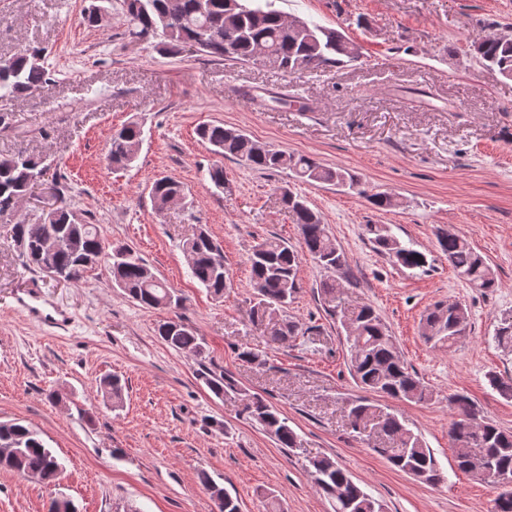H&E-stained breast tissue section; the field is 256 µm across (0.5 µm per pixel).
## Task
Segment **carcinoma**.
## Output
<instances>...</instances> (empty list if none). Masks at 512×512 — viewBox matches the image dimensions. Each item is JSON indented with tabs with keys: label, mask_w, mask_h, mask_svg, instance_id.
Wrapping results in <instances>:
<instances>
[{
	"label": "carcinoma",
	"mask_w": 512,
	"mask_h": 512,
	"mask_svg": "<svg viewBox=\"0 0 512 512\" xmlns=\"http://www.w3.org/2000/svg\"><path fill=\"white\" fill-rule=\"evenodd\" d=\"M123 9L130 25V38L138 41L161 39L167 49L196 46L198 52L215 60L247 63L257 60L264 49L278 69L294 74L303 69L340 67L356 61L360 48L334 28L315 22L297 20L291 26L285 14L275 7V0H123ZM475 58L486 67L496 68L512 78V39L490 34L475 47ZM44 49L26 46L17 53L0 56V98L32 94L50 81L44 66ZM201 141L215 154L244 163L263 172L289 171L306 183H321L353 188L357 180L342 169L328 167L315 159L295 153L275 151L248 134L226 128L222 124H205L198 128ZM142 143L138 123L129 122L112 134L106 154L107 164L120 168L137 157L133 147ZM43 161L18 153L0 157V216L13 213L18 201L43 173ZM184 195L183 185L169 176L154 180L151 199L162 209L171 198ZM59 205L45 214L42 222L13 225L14 237L24 250L28 265L41 268L42 244L47 234L58 241L55 264L65 272V281L74 282L95 269L101 253L111 251L112 280L130 299L144 309L177 308L182 297L169 288L131 247L105 239L95 224L78 222L60 189H55ZM282 202L299 225L302 250L288 240L272 236L256 244L249 256L250 282L257 293L256 312H280L288 307L301 289L298 279L302 254L310 256L330 273L320 283L318 294L338 313L342 274L346 266L341 248L331 238L320 215L307 200L290 189L282 190ZM369 241L375 251L395 265L406 269H422L428 264L426 255L397 238L387 224H369ZM438 244L448 264L469 285L480 290L495 287L491 266L468 239L455 232H440ZM191 256L190 274L215 297L224 296L230 280L222 249L210 235L201 230L183 243ZM356 334L347 335L350 344L349 369L357 385L366 392L401 402L423 403L432 393L406 364L375 309L364 304L349 318ZM171 321L160 324L161 341L176 352L205 357L204 339L185 324L170 328ZM420 328L425 341L434 348H453L462 338L458 328L457 308L437 302L421 317ZM272 336L280 341L301 333L298 322L278 317L271 327ZM240 361L250 365L266 364L264 352L250 347L237 349ZM200 378L210 392L222 398L238 392L237 385L224 371H201ZM453 410L448 435L461 448H470L488 459L487 482L496 484L499 475L512 477V432L478 417L474 405L462 395L450 398ZM248 416L275 439L282 448H298V435L288 425V418L261 396L254 395L245 407ZM352 428L368 426L376 436L389 444L377 452L397 470L423 483L435 484L442 479L432 451L421 437L409 429L393 412L385 411L360 398L345 408ZM0 448H12L8 456L0 455V468L23 474H36L46 484L58 478L61 464L36 429L19 420L0 422ZM310 474L316 487L333 499L334 512H380L382 504L353 480L340 464L327 458L309 460ZM218 512H240L239 505L224 488L209 476L203 477Z\"/></svg>",
	"instance_id": "cac0c4a2"
}]
</instances>
